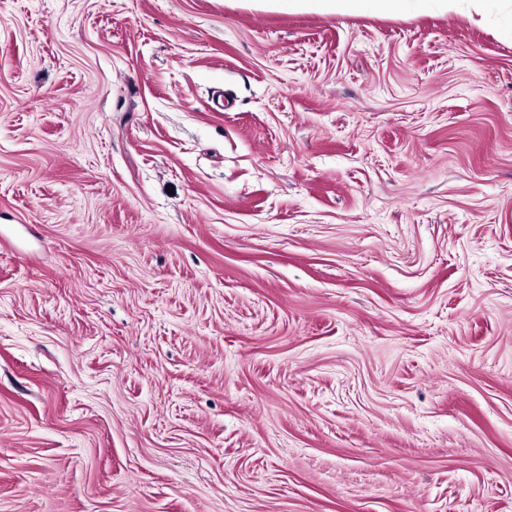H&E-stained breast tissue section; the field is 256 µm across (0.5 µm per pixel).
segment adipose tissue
I'll return each mask as SVG.
<instances>
[{"mask_svg":"<svg viewBox=\"0 0 512 512\" xmlns=\"http://www.w3.org/2000/svg\"><path fill=\"white\" fill-rule=\"evenodd\" d=\"M251 2L255 6L276 11L345 14L370 10L393 14L410 8L423 9L431 5L451 12L454 11L458 0H251Z\"/></svg>","mask_w":512,"mask_h":512,"instance_id":"ef3b65f1","label":"adipose tissue"}]
</instances>
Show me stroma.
<instances>
[{
  "label": "stroma",
  "instance_id": "35a3bbf8",
  "mask_svg": "<svg viewBox=\"0 0 512 512\" xmlns=\"http://www.w3.org/2000/svg\"><path fill=\"white\" fill-rule=\"evenodd\" d=\"M512 0H0V512H512ZM253 5L276 11L317 12L321 14L381 11L399 13L409 8L423 9L430 5L451 12L461 0H247Z\"/></svg>",
  "mask_w": 512,
  "mask_h": 512
}]
</instances>
